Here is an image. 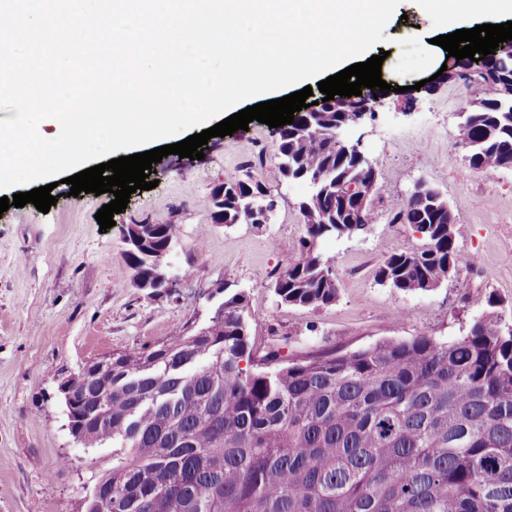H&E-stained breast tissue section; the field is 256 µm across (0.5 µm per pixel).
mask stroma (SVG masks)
Here are the masks:
<instances>
[{
	"label": "stroma",
	"mask_w": 512,
	"mask_h": 512,
	"mask_svg": "<svg viewBox=\"0 0 512 512\" xmlns=\"http://www.w3.org/2000/svg\"><path fill=\"white\" fill-rule=\"evenodd\" d=\"M398 12L372 49L384 54L381 72L394 91L362 129L363 151L378 171L374 221L358 236L321 244L336 260L334 304L288 306L273 293L276 270L299 254V204L308 189L280 183L278 136L256 121L211 138L203 159L172 154L153 165L155 188L132 193L108 230L95 215L112 193L73 197L66 183L54 188L49 212L29 203L0 213V512H82L112 467V449L72 439L60 383L88 361L203 326L225 289L245 294L252 338L285 362L421 334L450 340L486 315L512 321V168L466 170L456 145L459 114L479 91L456 77L413 100L400 92L441 64L424 61L425 40L461 25L510 21L512 8L490 0L485 13L447 19L400 0ZM250 161L275 197L271 222L212 223V188ZM420 180L439 189L456 215L459 270L439 288L405 294L379 285L375 272L385 257L424 245L389 210ZM148 216L176 224L167 293L135 288L122 254L127 224Z\"/></svg>",
	"instance_id": "35a3bbf8"
}]
</instances>
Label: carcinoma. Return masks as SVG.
<instances>
[{
	"label": "carcinoma",
	"instance_id": "cac0c4a2",
	"mask_svg": "<svg viewBox=\"0 0 512 512\" xmlns=\"http://www.w3.org/2000/svg\"><path fill=\"white\" fill-rule=\"evenodd\" d=\"M473 81L480 97L458 126L466 168L512 165V98L495 76ZM341 124L326 109L279 133L282 177L318 197L303 199L306 237L274 277L286 305L336 302L334 259L320 242L363 232L349 222L348 193L367 163L336 148ZM265 195L245 165L213 188L212 222H244ZM390 211L414 217L427 244L386 257L377 282L402 293L447 282L459 262L448 225L406 197ZM127 261L158 273L147 249ZM112 371L122 378L112 423L83 440L112 444L100 477L112 512H512V324L498 318L451 341L422 334L284 363L255 348L245 294L226 291L206 326L116 352Z\"/></svg>",
	"mask_w": 512,
	"mask_h": 512
}]
</instances>
